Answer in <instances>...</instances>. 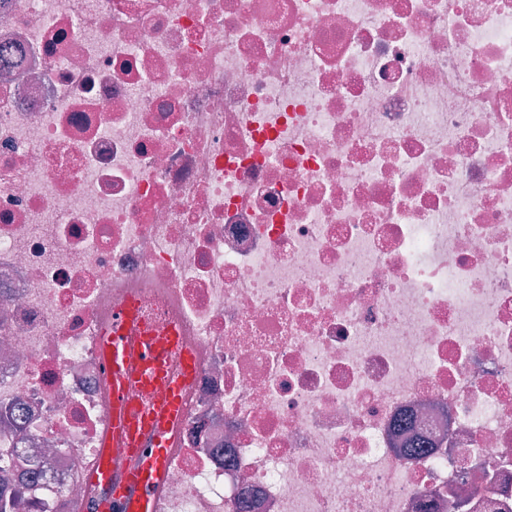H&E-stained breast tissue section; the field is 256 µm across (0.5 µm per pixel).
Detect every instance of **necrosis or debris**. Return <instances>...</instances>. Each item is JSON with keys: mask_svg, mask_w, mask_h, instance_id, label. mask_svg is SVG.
Segmentation results:
<instances>
[{"mask_svg": "<svg viewBox=\"0 0 512 512\" xmlns=\"http://www.w3.org/2000/svg\"><path fill=\"white\" fill-rule=\"evenodd\" d=\"M0 460L82 512L98 334L200 368L157 512H512V0H0Z\"/></svg>", "mask_w": 512, "mask_h": 512, "instance_id": "4bbe7bcc", "label": "necrosis or debris"}]
</instances>
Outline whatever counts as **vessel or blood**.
Listing matches in <instances>:
<instances>
[{
	"instance_id": "b4317fda",
	"label": "vessel or blood",
	"mask_w": 512,
	"mask_h": 512,
	"mask_svg": "<svg viewBox=\"0 0 512 512\" xmlns=\"http://www.w3.org/2000/svg\"><path fill=\"white\" fill-rule=\"evenodd\" d=\"M135 302L126 299L102 333L101 355L111 383L107 406L109 423L105 447L97 465L89 470L91 484L106 491L108 512H154L159 491L166 479V463L173 452L171 434L185 415L186 391L198 369L195 353L185 348L178 331L164 338L144 336L131 342ZM138 355L139 375L130 371L131 355ZM161 382L150 411H141L131 396L134 384ZM119 450L134 459L128 470L115 472L109 450Z\"/></svg>"
}]
</instances>
